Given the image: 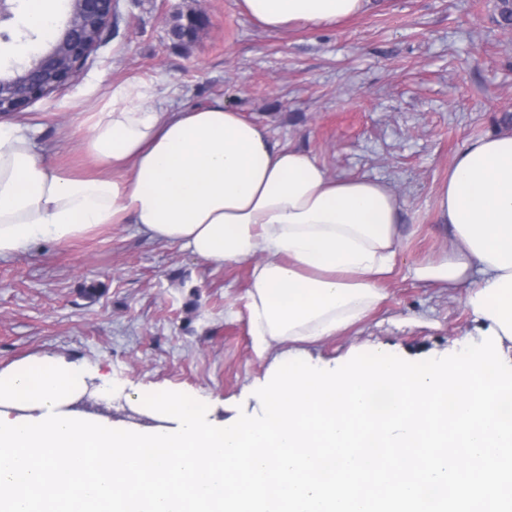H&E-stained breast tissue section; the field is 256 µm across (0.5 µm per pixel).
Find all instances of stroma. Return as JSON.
Returning <instances> with one entry per match:
<instances>
[{
	"instance_id": "35a3bbf8",
	"label": "stroma",
	"mask_w": 512,
	"mask_h": 512,
	"mask_svg": "<svg viewBox=\"0 0 512 512\" xmlns=\"http://www.w3.org/2000/svg\"><path fill=\"white\" fill-rule=\"evenodd\" d=\"M497 0H375L330 26L262 29L242 0H117L104 41L68 86L30 104L21 122L39 151L83 170L77 114L100 90L132 77L166 89L165 105L221 100L270 138L315 156L336 177L389 183L405 200L402 265L435 258L448 236L435 197L455 155L478 138L512 132V30ZM205 13L191 42L174 17ZM244 264L216 267L120 224L64 245L0 260V369L31 355L79 359L111 378L88 409L147 423L137 391L171 387L211 400L224 421L253 413V393L285 344L257 356L244 310ZM376 312L311 348L331 360L365 345L424 357L470 343L463 290L396 274Z\"/></svg>"
}]
</instances>
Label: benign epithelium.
<instances>
[{
    "instance_id": "obj_1",
    "label": "benign epithelium",
    "mask_w": 512,
    "mask_h": 512,
    "mask_svg": "<svg viewBox=\"0 0 512 512\" xmlns=\"http://www.w3.org/2000/svg\"><path fill=\"white\" fill-rule=\"evenodd\" d=\"M114 4L115 0H71L70 18L56 42L21 70L0 75V112H21L72 83L101 41Z\"/></svg>"
}]
</instances>
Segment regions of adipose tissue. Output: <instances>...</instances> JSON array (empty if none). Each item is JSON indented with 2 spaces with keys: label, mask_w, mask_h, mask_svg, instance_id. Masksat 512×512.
<instances>
[{
  "label": "adipose tissue",
  "mask_w": 512,
  "mask_h": 512,
  "mask_svg": "<svg viewBox=\"0 0 512 512\" xmlns=\"http://www.w3.org/2000/svg\"><path fill=\"white\" fill-rule=\"evenodd\" d=\"M278 32L329 25L369 0H242ZM158 84H112L80 113L95 173L65 172L36 153L28 129L0 123V258L66 244L114 224L216 266L245 263L256 352L278 340L311 345L375 311L398 269L404 202L385 182L331 176L317 158L273 142L216 101L168 109ZM448 249L404 271L462 288L476 331L512 350V134L465 146L435 199Z\"/></svg>",
  "instance_id": "ef3b65f1"
}]
</instances>
